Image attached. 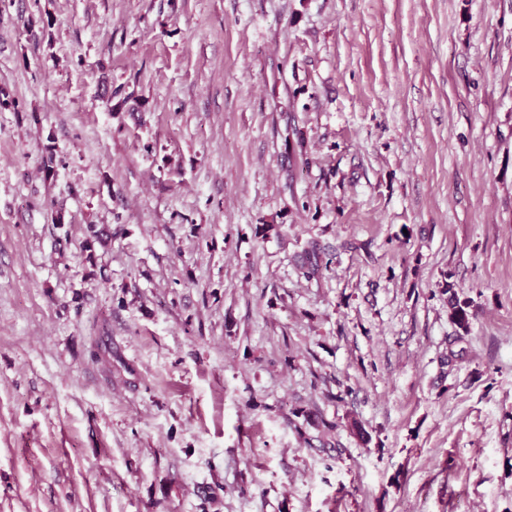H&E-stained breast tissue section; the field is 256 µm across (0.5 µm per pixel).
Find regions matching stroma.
Wrapping results in <instances>:
<instances>
[{
    "instance_id": "1",
    "label": "stroma",
    "mask_w": 512,
    "mask_h": 512,
    "mask_svg": "<svg viewBox=\"0 0 512 512\" xmlns=\"http://www.w3.org/2000/svg\"><path fill=\"white\" fill-rule=\"evenodd\" d=\"M0 512H512V0H0Z\"/></svg>"
}]
</instances>
